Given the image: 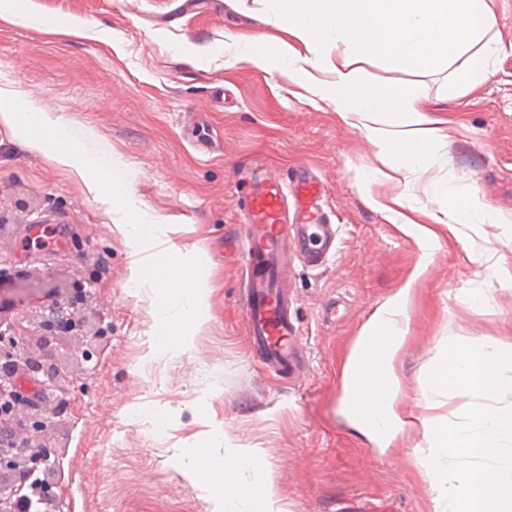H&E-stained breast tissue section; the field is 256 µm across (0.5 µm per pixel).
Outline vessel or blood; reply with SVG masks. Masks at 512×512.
<instances>
[{"mask_svg":"<svg viewBox=\"0 0 512 512\" xmlns=\"http://www.w3.org/2000/svg\"><path fill=\"white\" fill-rule=\"evenodd\" d=\"M242 207L246 334L252 350L269 369L296 379L301 365L299 329L292 315L295 298L288 287L291 256L297 252L310 265H322L335 232L319 187L305 173L287 182L277 170L255 166ZM24 236L45 241L50 252L68 247L63 224L32 223Z\"/></svg>","mask_w":512,"mask_h":512,"instance_id":"b4317fda","label":"vessel or blood"}]
</instances>
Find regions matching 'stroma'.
<instances>
[{"label": "stroma", "instance_id": "stroma-1", "mask_svg": "<svg viewBox=\"0 0 512 512\" xmlns=\"http://www.w3.org/2000/svg\"><path fill=\"white\" fill-rule=\"evenodd\" d=\"M43 14L106 28L110 39L37 34L0 19V88L60 116L100 156L136 173L139 210L201 260L208 319L184 354L151 352L159 320L150 289L130 287L132 258L111 220L73 171L33 152L0 125V224L70 225L61 254L0 243V305L46 310L50 287L77 277L93 293L103 334L89 372L53 392L41 418L39 468H54L55 512H213L208 491L182 467L204 433L225 448L260 453L283 512H435L419 463L429 443L414 427L380 452L340 405L341 366L371 315L418 264L417 241L369 205L394 191L380 149L326 101L287 75L226 66L224 35L286 33L273 0H32ZM495 50L479 80L460 62L401 72L383 58L353 61L364 87L414 89L449 139L438 161L409 173L412 217L447 222L414 282L399 370L402 405L414 416L461 419L473 398L421 396L448 342L512 347V0H491ZM261 155L282 175L308 168L326 191L336 250L320 268L294 264L306 369L286 381L251 354L243 320L235 170ZM477 199L491 220L460 224L449 198ZM164 416L166 425L156 423Z\"/></svg>", "mask_w": 512, "mask_h": 512}]
</instances>
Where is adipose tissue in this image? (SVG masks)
Returning <instances> with one entry per match:
<instances>
[{"instance_id":"1","label":"adipose tissue","mask_w":512,"mask_h":512,"mask_svg":"<svg viewBox=\"0 0 512 512\" xmlns=\"http://www.w3.org/2000/svg\"><path fill=\"white\" fill-rule=\"evenodd\" d=\"M278 19L287 39L228 34L226 65L245 63L287 72L313 98L333 104L340 117L362 130L388 159L394 175L430 167L433 145L444 133L428 117L410 88L391 86L366 93L352 67L357 58L377 56L398 71H415L463 60L462 77L486 73L491 47L485 38L496 24L489 0H277ZM0 18L51 35L106 39L105 30L82 21L36 14L31 0H0ZM411 286H404L364 326L344 363L341 405L353 425L380 451L401 439L410 419L401 403L397 363L407 340ZM372 393L357 405L360 392ZM212 437L187 449L184 468L216 494L236 492L258 498L262 512H282L272 485L257 477L242 484V470L257 458L232 448L223 457L210 452Z\"/></svg>"}]
</instances>
